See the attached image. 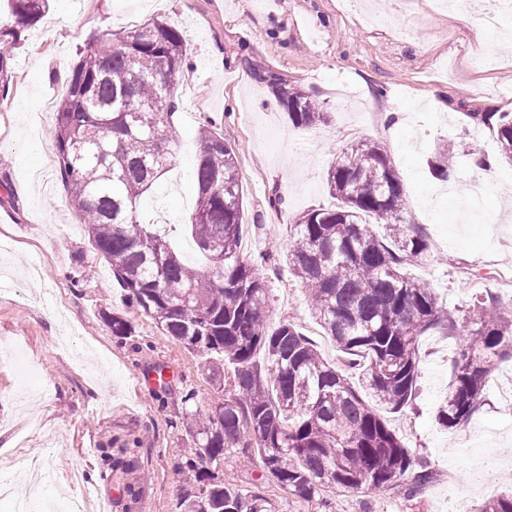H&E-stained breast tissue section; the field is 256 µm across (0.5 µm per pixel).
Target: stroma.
I'll return each mask as SVG.
<instances>
[{
	"mask_svg": "<svg viewBox=\"0 0 512 512\" xmlns=\"http://www.w3.org/2000/svg\"><path fill=\"white\" fill-rule=\"evenodd\" d=\"M153 18L187 30L192 62L178 86L171 149L175 166L144 198L150 221L185 223L194 207L198 129L213 119L237 153L244 197L241 255L257 262L268 290L270 327L292 321L322 356L345 359L311 316L303 285L278 257L293 219L334 200L327 170L337 153L364 140L383 144L406 194L407 223L428 236L427 260L411 272L429 281L441 303L464 317L495 291L497 270H512V163L499 157L487 112H512V13L491 32L460 23L434 0H50L25 32L0 100V253L16 290L0 294V342L38 365L50 397L27 411L11 359L0 355V446L50 453L61 473L56 495L71 494L66 473L82 462L87 485L108 512H185L193 476L194 426L180 417L187 392L208 409L218 385L201 359L165 336L123 298L105 260L92 249L59 174L51 134L54 102L89 38ZM286 75L326 112L324 123L298 129L253 75ZM456 154L454 177L434 178L438 151ZM492 157L489 170L474 155ZM276 261H266V254ZM47 283L27 280L33 260ZM119 313L134 332L116 336ZM467 332H432L419 342L421 372L413 403L385 420L406 448L424 457L431 482L414 497L400 488H333L307 501L275 484L260 485L257 455L228 454L216 474L237 488L262 486L275 512H472L512 494V362L493 374L480 410L446 429L435 420L448 393V361Z\"/></svg>",
	"mask_w": 512,
	"mask_h": 512,
	"instance_id": "35a3bbf8",
	"label": "stroma"
}]
</instances>
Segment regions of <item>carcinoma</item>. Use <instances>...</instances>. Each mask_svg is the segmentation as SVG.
<instances>
[{"instance_id":"obj_1","label":"carcinoma","mask_w":512,"mask_h":512,"mask_svg":"<svg viewBox=\"0 0 512 512\" xmlns=\"http://www.w3.org/2000/svg\"><path fill=\"white\" fill-rule=\"evenodd\" d=\"M48 0H7L0 20V91L8 89L24 28ZM185 30L153 19L90 39L56 105L52 136L60 177L94 250L110 265L125 299L166 336L199 356L210 373L233 371V394L207 411H187L198 426L200 462L187 512H273L264 492L216 480L224 452L258 454L264 476L312 500L333 487L375 490L405 485L416 495L430 480L427 462L404 446L379 413L414 399L425 333L458 332L430 283L408 266L427 256V236L404 220L405 193L380 145L357 143L332 162L327 183L337 200L293 222L286 261L306 286L310 310L341 352L339 369L292 322L271 330L266 288L240 256L243 195L235 150L213 126L199 132L197 194L186 229L206 263L191 265L168 234L141 220L142 197L173 165L169 150L177 84L187 67ZM256 79L280 103L288 122L310 128L325 112L283 75L257 68ZM503 158L512 162V112L481 116ZM453 154L430 162L450 177ZM384 226L371 230L367 218ZM470 338L449 364L448 396L437 422L452 429L481 407L498 363L512 359V308L489 293L478 302ZM474 512H512V495Z\"/></svg>"}]
</instances>
